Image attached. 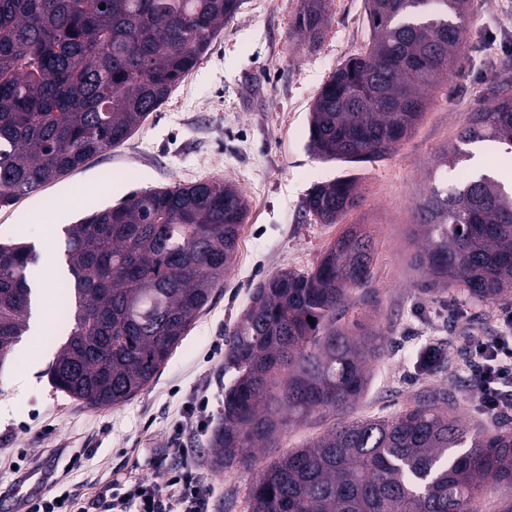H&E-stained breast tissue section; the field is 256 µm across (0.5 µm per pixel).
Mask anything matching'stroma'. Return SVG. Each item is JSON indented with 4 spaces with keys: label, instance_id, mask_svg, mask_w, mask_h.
<instances>
[{
    "label": "stroma",
    "instance_id": "stroma-1",
    "mask_svg": "<svg viewBox=\"0 0 512 512\" xmlns=\"http://www.w3.org/2000/svg\"><path fill=\"white\" fill-rule=\"evenodd\" d=\"M300 9L301 0H240L195 69L126 142L0 207V237L34 245L38 275L53 285L61 243L44 241L32 213H55L64 226L135 191L219 178L233 183L249 206L223 284L157 377L127 403L91 407L56 391L47 368L67 331L55 319L41 335L22 336L0 363V488L37 465L62 475V485H45V496L66 488L86 502L115 480L160 482L150 460L166 457L202 475L209 512H249L252 472L235 467L218 474L210 466L208 439L230 381L226 340L260 281L316 266L352 224L375 241L377 294L358 293L348 317L375 324L387 344L348 417L388 418L418 394L436 391L474 429L512 427V418L501 420L479 403L458 343L470 327L497 335L503 303L477 307L460 297L421 294L410 238L413 206L428 190L438 152L490 104L494 86L512 77V0H471L464 53L420 122L387 156L358 164L321 160L307 142L321 88L369 43L365 0H328L324 36L315 45L295 32ZM342 176L356 179L359 207L337 224L316 221L304 209L306 196ZM429 342L444 349L446 360L423 371L415 353ZM334 422L315 415L285 429L276 447L259 451V465L303 447ZM182 447L188 456L179 455ZM80 448L88 451L81 467L67 470L68 452Z\"/></svg>",
    "mask_w": 512,
    "mask_h": 512
}]
</instances>
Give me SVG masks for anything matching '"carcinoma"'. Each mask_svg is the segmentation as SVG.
<instances>
[{"label":"carcinoma","instance_id":"obj_1","mask_svg":"<svg viewBox=\"0 0 512 512\" xmlns=\"http://www.w3.org/2000/svg\"><path fill=\"white\" fill-rule=\"evenodd\" d=\"M468 0H367L369 49L311 107L310 151L356 163L390 153L464 51ZM239 0H0V206L124 143L224 29ZM326 0H302L295 27L315 43ZM495 142L512 153V93L473 114L439 166ZM431 185L411 235L420 287L476 303L512 300V191L485 173ZM360 205L356 181L314 187L305 211L335 224ZM248 204L220 179L146 190L62 229L60 318L69 333L49 376L91 406L119 405L157 374L224 282ZM373 238L346 229L309 271L257 284L227 340L213 470L250 469L285 428L341 415L263 467L250 512H478L493 483L512 490V430L475 432L425 395L389 418L346 420L385 354L372 325L349 327L353 291L372 285ZM37 254L0 242V361L29 332ZM313 321H308V318ZM461 452H455V449Z\"/></svg>","mask_w":512,"mask_h":512}]
</instances>
